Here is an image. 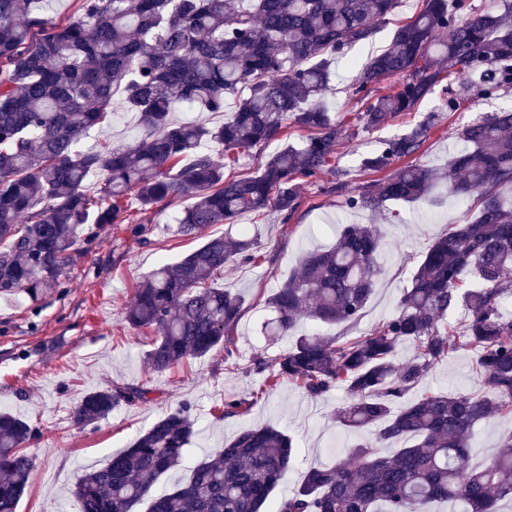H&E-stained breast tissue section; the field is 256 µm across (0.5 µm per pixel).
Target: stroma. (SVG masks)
<instances>
[{
    "instance_id": "stroma-1",
    "label": "stroma",
    "mask_w": 512,
    "mask_h": 512,
    "mask_svg": "<svg viewBox=\"0 0 512 512\" xmlns=\"http://www.w3.org/2000/svg\"><path fill=\"white\" fill-rule=\"evenodd\" d=\"M422 7L423 0H399L369 38L348 49L347 59L363 62L386 49L393 31ZM355 75V69L334 67L323 96L346 128L336 150L335 171L302 181L300 205L290 216L267 211L242 218L261 260L229 263L217 280L244 301L234 328L235 366H227L224 350L217 348L164 373L151 372L145 360L147 338L123 321L135 289L152 269L179 261L199 246V239L175 233L173 218L188 205L185 197H168L146 212L136 198H128L129 211L142 226L140 233H131L126 224L105 227L96 241L82 244L67 271L66 286L59 291L36 300L23 292L0 294V410L38 430L25 444L34 470L16 512H79L71 491L85 472L104 466L113 453L128 448L153 422L184 403L192 406L196 433L183 467L161 478V492L172 489L188 468L213 456L225 440L248 427L273 426L296 444L288 479L272 495L276 501L303 480L309 467L329 464L364 440V433L349 431L336 420L338 407L347 399L342 389L312 399L285 382L258 399L246 416L223 418L216 407L225 397L245 396L261 385L263 376L254 368V356L276 358L294 341L291 333L267 335V301L298 267L305 251L334 242L338 225H378L384 235L378 257L382 273L361 320L350 327H330L329 335L358 336L394 314L428 246L446 234L450 224L470 215L475 201L448 198L437 206L388 203L375 213L349 208L346 191L364 190L381 178L380 173L362 169V158L432 114L436 124L414 161L444 166L459 144L463 126L512 107V87L482 98L478 77L456 78L449 89H435L414 111L368 132L357 121V113L364 110L366 100L396 89L401 78L384 77L359 98L353 94ZM449 96L459 102L452 112L444 105ZM143 383L152 390L148 402L120 404L108 417L86 426L73 422L72 412L86 393ZM422 386L438 393L478 391L473 353L462 350L439 363Z\"/></svg>"
}]
</instances>
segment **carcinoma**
<instances>
[{"mask_svg":"<svg viewBox=\"0 0 512 512\" xmlns=\"http://www.w3.org/2000/svg\"><path fill=\"white\" fill-rule=\"evenodd\" d=\"M395 30L389 47L359 70L355 94L380 78L398 88L366 103L358 115L372 131L412 111L445 74L477 75L481 95L512 84V0L476 12L472 0H424ZM41 0H0V293L31 298L65 287L81 242L109 224H128L129 195L150 209L173 195L191 203L176 219L182 236L213 224L224 234L173 264L155 268L136 288L125 322L152 332L148 365L164 372L216 346L232 355L243 299L215 283L230 262L256 260L239 216L299 207L298 185L335 170L344 130L322 103L336 56L370 37L397 0H81V14L60 24ZM235 109L224 124L174 123L187 103L198 112ZM139 115L140 137L114 147L78 143L112 116L116 99ZM435 115L383 142L361 160L380 171L419 153ZM310 132L300 149L283 146L254 175H225L226 161L276 139L288 124ZM463 146L444 169L408 164L346 199L377 211L387 202L430 200L443 188L474 197L478 212L434 240L402 290L395 313L361 336L304 333L277 358H253L273 388L283 381L318 399L343 388L341 426L373 431L329 467H311L276 512H430L457 501L462 512H501L512 503V430L488 464L470 465L478 426L512 419V109L460 132ZM221 146L216 157L204 144ZM99 175L95 190L89 179ZM381 236L347 224L328 248L305 254L268 300L273 336L307 318L352 326L364 314L380 273ZM461 312L458 328L448 317ZM415 354L400 358L402 344ZM462 348L476 355L481 392H413L431 369ZM143 385L99 389L73 411L91 424L122 403L148 399ZM247 397L224 399L222 414L249 412ZM37 433L0 412V512H15L27 493L32 460L22 445ZM190 409L154 422L130 447L87 472L74 497L80 512H264L290 469L295 448L283 431H241L212 458L160 494V477L183 464L194 436Z\"/></svg>","mask_w":512,"mask_h":512,"instance_id":"obj_1","label":"carcinoma"}]
</instances>
